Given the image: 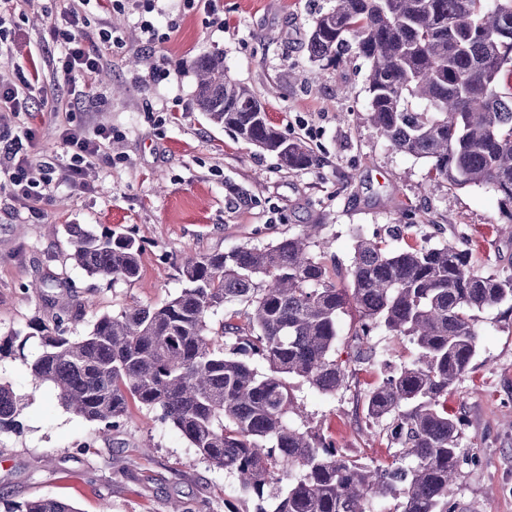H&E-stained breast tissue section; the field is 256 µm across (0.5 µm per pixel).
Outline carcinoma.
<instances>
[{"label":"carcinoma","mask_w":512,"mask_h":512,"mask_svg":"<svg viewBox=\"0 0 512 512\" xmlns=\"http://www.w3.org/2000/svg\"><path fill=\"white\" fill-rule=\"evenodd\" d=\"M349 41L369 64L368 119L388 146L426 160L430 177L452 187H492L512 224V92L500 85L512 73V0H336L313 20L307 51L332 66ZM193 65L197 106L211 122L282 167L320 164L302 139L252 111L257 96L227 77L224 60ZM412 228L398 225L394 249L380 236H357L346 268L328 264L321 224L263 246L188 254L179 266L184 287L159 306L103 315L78 338L69 332L84 309L67 306L65 316L32 322L13 339L39 337L32 380L52 384L104 435L133 405L160 411L256 497L255 512H369L372 498L388 496L398 501L394 512H455L448 487L473 457L459 447L462 419L448 413V394L476 354L477 314L512 303V268L484 273L470 242L420 244ZM70 236V259L87 275L112 284L139 277L135 238L79 227ZM350 307L359 319L342 353ZM220 310L214 333L209 318ZM379 329L407 339L413 355L356 403V415L385 425L396 445L390 462L365 463L290 424L296 401L285 378L336 395ZM20 412L21 399L0 383V430L18 427ZM10 512L78 510L39 497Z\"/></svg>","instance_id":"carcinoma-1"}]
</instances>
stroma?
<instances>
[{
	"label": "stroma",
	"instance_id": "obj_1",
	"mask_svg": "<svg viewBox=\"0 0 512 512\" xmlns=\"http://www.w3.org/2000/svg\"><path fill=\"white\" fill-rule=\"evenodd\" d=\"M334 0H163L152 21L171 38L146 46L137 0H10L0 6V79L38 72L39 99L28 111L0 104V133L33 131L26 143L34 180L52 177L48 200L18 199L0 176V382L23 398L19 426L0 431V512L45 496L78 512H252L234 475L201 460L155 410L134 406L107 438L61 404L53 385L35 384L29 362L38 338L8 345L31 322L54 321L63 303L85 306L76 335L98 317L128 305H159L180 292L184 251L227 252L296 234L320 224L328 253L346 266L357 234L386 235L410 224L417 239L468 238L481 270L512 263V242L500 234V197L488 186L452 188L428 178L425 160L389 149L367 121L368 63L353 46L340 64L322 66L306 43L318 13ZM83 22L75 35L102 56L100 71L69 81L56 75L58 53L48 36L70 7ZM112 31L119 44L103 41ZM224 59L232 80L251 87L269 121L305 139L319 167L288 170L259 148L237 140L199 112L193 62ZM108 129L112 141L87 170L86 190L63 179L70 154L61 133ZM109 228L142 241L141 273L131 282L87 276L69 257V229ZM67 280L49 298L32 281ZM478 350L448 397L462 418V447L475 464L448 490L456 512H512V313L479 317ZM374 360L357 365L345 387L324 396L291 380L301 414L296 426L335 439L344 454L383 462L391 449L380 427L355 414L356 401L389 368L410 361L407 340L378 336Z\"/></svg>",
	"mask_w": 512,
	"mask_h": 512
}]
</instances>
